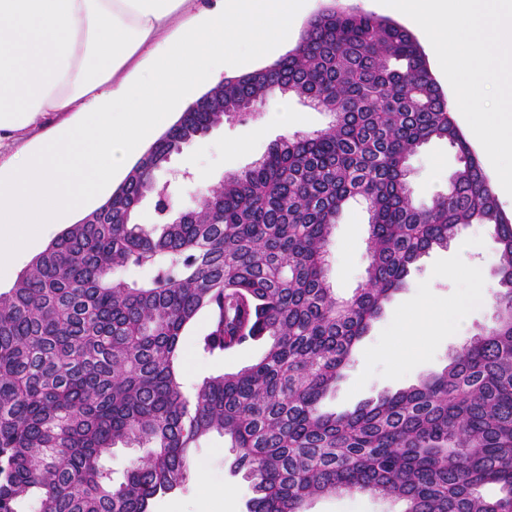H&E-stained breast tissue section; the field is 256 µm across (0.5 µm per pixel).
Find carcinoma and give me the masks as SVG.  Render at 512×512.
I'll return each instance as SVG.
<instances>
[{
	"label": "carcinoma",
	"mask_w": 512,
	"mask_h": 512,
	"mask_svg": "<svg viewBox=\"0 0 512 512\" xmlns=\"http://www.w3.org/2000/svg\"><path fill=\"white\" fill-rule=\"evenodd\" d=\"M319 101L328 126L281 136L205 191L161 232L131 221L143 198L164 214L155 175L189 140L254 112L275 92ZM138 159L109 201L70 225L0 291V512H151L183 488L212 433L250 483L247 512H306L362 493L402 512H512V220L448 111L425 54L400 25L323 9L273 63L224 78ZM455 149L448 190L417 205L407 163L428 143ZM352 200L366 205V280L336 296L325 257ZM472 224L494 227V324L418 383L326 412L354 348L411 267ZM148 267L147 282L117 272ZM206 313L203 350L264 355L183 389L180 338ZM145 446L112 485L102 458ZM500 495L487 498L485 486Z\"/></svg>",
	"instance_id": "obj_1"
}]
</instances>
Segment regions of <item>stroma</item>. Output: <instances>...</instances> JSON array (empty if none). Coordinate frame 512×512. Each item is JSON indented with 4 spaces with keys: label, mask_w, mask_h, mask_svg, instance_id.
Returning <instances> with one entry per match:
<instances>
[{
    "label": "stroma",
    "mask_w": 512,
    "mask_h": 512,
    "mask_svg": "<svg viewBox=\"0 0 512 512\" xmlns=\"http://www.w3.org/2000/svg\"><path fill=\"white\" fill-rule=\"evenodd\" d=\"M289 104L299 116L298 131L312 132L326 127L329 117L297 97L272 95L257 117H242L214 127L200 142L185 146L174 155L168 168L156 174L158 181L171 179L173 172L204 169L211 184H219L228 174L252 165L268 145L283 135L281 106ZM457 165L454 150L443 142L424 146L408 162L409 181L415 203L426 204L448 188V179ZM368 213L362 202L349 204L332 230L328 252V275L336 293L350 297L365 281L367 266ZM452 265L461 270L479 267L485 281L495 279L498 265L494 231L488 225H473L448 248L436 249L410 269L407 287L397 294L357 344L335 394L324 401L328 411L355 407L359 402L386 391L408 387L427 374L441 371L450 353L493 323L489 306L470 307L465 315V336L441 330L455 311L454 304L472 288L465 278H434L436 269ZM428 292L429 308L417 307L420 292ZM206 317H199L181 339L179 353L188 357L200 383L217 372H233L251 364L263 353L256 343L216 360L198 345L206 332ZM234 454L223 437L203 438L194 454L196 471L185 487L157 499L153 512H246L251 489L242 475L234 472ZM400 503L362 494L332 495L315 499L309 512H400Z\"/></svg>",
    "instance_id": "obj_1"
}]
</instances>
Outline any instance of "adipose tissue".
Listing matches in <instances>:
<instances>
[{"label":"adipose tissue","mask_w":512,"mask_h":512,"mask_svg":"<svg viewBox=\"0 0 512 512\" xmlns=\"http://www.w3.org/2000/svg\"><path fill=\"white\" fill-rule=\"evenodd\" d=\"M301 0H0V140L77 112L0 165V275L106 193L221 72L275 54Z\"/></svg>","instance_id":"ef3b65f1"}]
</instances>
